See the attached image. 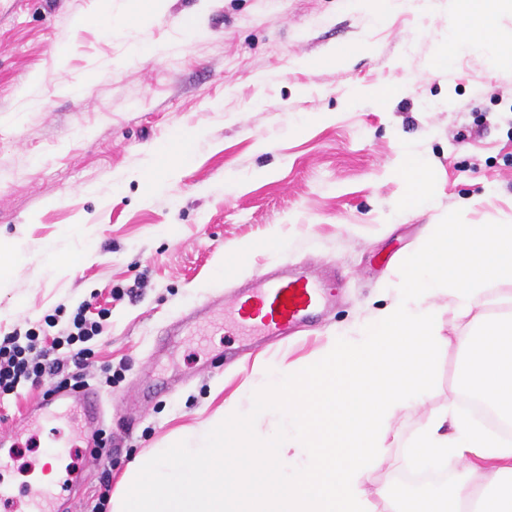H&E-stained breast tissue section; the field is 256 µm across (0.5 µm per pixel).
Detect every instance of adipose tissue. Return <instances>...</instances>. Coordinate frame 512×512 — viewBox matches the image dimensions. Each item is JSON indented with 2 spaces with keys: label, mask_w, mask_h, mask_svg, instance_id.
<instances>
[{
  "label": "adipose tissue",
  "mask_w": 512,
  "mask_h": 512,
  "mask_svg": "<svg viewBox=\"0 0 512 512\" xmlns=\"http://www.w3.org/2000/svg\"><path fill=\"white\" fill-rule=\"evenodd\" d=\"M455 21L451 29L456 49L474 46L484 48L492 64L512 61V42L502 39L499 30L501 15H512V0H452ZM192 136H176L167 148L149 155L140 180L145 195L151 196L164 189L160 174L183 165L192 148ZM403 170L407 176V194L397 207L398 214L430 201L432 194L427 179V167L412 150L403 152Z\"/></svg>",
  "instance_id": "1"
}]
</instances>
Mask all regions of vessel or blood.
Here are the masks:
<instances>
[{
    "instance_id": "obj_1",
    "label": "vessel or blood",
    "mask_w": 512,
    "mask_h": 512,
    "mask_svg": "<svg viewBox=\"0 0 512 512\" xmlns=\"http://www.w3.org/2000/svg\"><path fill=\"white\" fill-rule=\"evenodd\" d=\"M336 280L319 277L297 267L282 266L258 275L235 288L231 298H216L194 312L189 323L216 321L232 314L244 339L284 336L310 321L333 302ZM79 413L82 426H90L101 417L99 397L91 389L62 390L49 393L38 405L42 414L61 407Z\"/></svg>"
}]
</instances>
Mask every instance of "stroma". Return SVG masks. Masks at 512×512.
<instances>
[{
    "label": "stroma",
    "mask_w": 512,
    "mask_h": 512,
    "mask_svg": "<svg viewBox=\"0 0 512 512\" xmlns=\"http://www.w3.org/2000/svg\"><path fill=\"white\" fill-rule=\"evenodd\" d=\"M107 8L108 33L98 22ZM138 9L0 0V243L20 252L0 288V337H58L81 303L106 310L88 366L70 363L69 347L57 355L71 384L110 406L101 425L116 482L135 456L243 400L264 369L313 363L329 331L389 305L400 264L450 211L512 223V66L491 68L480 49L451 52L448 0H428L422 16L382 0H165L136 22ZM347 43L361 51L341 68L301 64ZM157 45L166 57L152 55ZM194 129L204 135L181 171L144 197L146 155ZM408 145L433 200L398 219ZM52 250L70 266L50 267ZM237 250L244 277L278 262L334 267L335 305L242 354L229 323L200 345L168 338L188 305L229 287L224 258ZM138 282L137 297L111 294ZM453 319L442 316L431 409L459 397ZM43 393L24 384L0 397V433ZM57 444L85 465L70 495L91 512L102 467L67 416L32 423L0 463L15 494L0 512H23V469Z\"/></svg>",
    "instance_id": "stroma-1"
}]
</instances>
